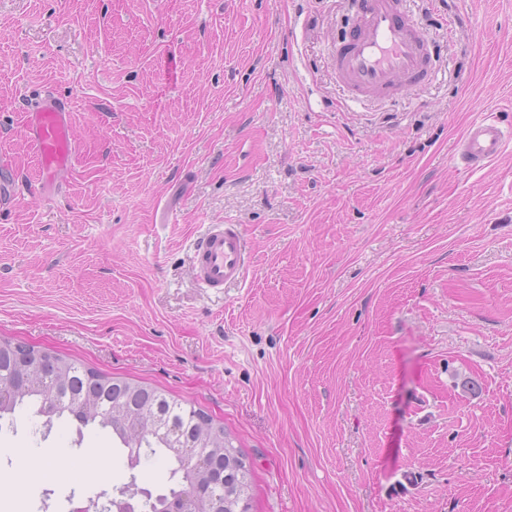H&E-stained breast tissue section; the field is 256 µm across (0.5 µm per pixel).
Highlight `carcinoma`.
Listing matches in <instances>:
<instances>
[{"label":"carcinoma","instance_id":"obj_1","mask_svg":"<svg viewBox=\"0 0 512 512\" xmlns=\"http://www.w3.org/2000/svg\"><path fill=\"white\" fill-rule=\"evenodd\" d=\"M63 391L64 401H79L82 411L74 416L77 433L94 425L109 430L123 448L127 459L167 456L176 467L173 486L164 493L149 495L146 512H165L167 504L179 496L186 483L206 480L214 473L224 475V508L227 512H251V466L224 425L201 410L184 407L170 394L145 384L81 368L61 355H44L25 342L0 340V419L18 409L32 408L41 417L53 406L56 391ZM55 407V406H53ZM67 415L57 406L46 416L43 427L51 429L53 420ZM156 420L154 429L137 425L140 419ZM202 442L205 467L194 471L184 467L178 448H196Z\"/></svg>","mask_w":512,"mask_h":512}]
</instances>
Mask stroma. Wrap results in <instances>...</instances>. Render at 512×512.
<instances>
[{"label": "stroma", "mask_w": 512, "mask_h": 512, "mask_svg": "<svg viewBox=\"0 0 512 512\" xmlns=\"http://www.w3.org/2000/svg\"><path fill=\"white\" fill-rule=\"evenodd\" d=\"M457 14L426 88L370 107L333 67L348 0H0V161L38 182L22 124L44 85L80 150L0 208V338L165 390L224 423L252 512H512V0ZM237 224L214 296L194 241ZM29 412L0 428V512H69L130 474L110 435ZM512 142V129L504 130L493 112L474 119L459 141L451 162L467 172L481 170ZM245 235L237 224H213L193 244L194 278L207 292H219L245 277Z\"/></svg>", "instance_id": "1"}]
</instances>
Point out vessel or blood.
Wrapping results in <instances>:
<instances>
[{
	"instance_id": "obj_1",
	"label": "vessel or blood",
	"mask_w": 512,
	"mask_h": 512,
	"mask_svg": "<svg viewBox=\"0 0 512 512\" xmlns=\"http://www.w3.org/2000/svg\"><path fill=\"white\" fill-rule=\"evenodd\" d=\"M427 29L398 0H352V24L336 47L335 71L348 92L377 100L393 89L411 93L431 77L430 56L436 51L426 39ZM24 131L35 144L44 181L68 170L78 152L71 103L63 95L33 99L25 114ZM512 144L494 113L474 119L457 143L451 161L464 171L476 172ZM246 240L235 224H215L193 244L192 269L201 288L218 292L245 277Z\"/></svg>"
}]
</instances>
